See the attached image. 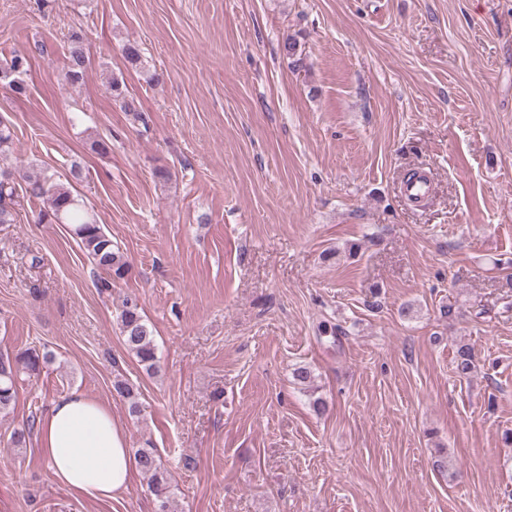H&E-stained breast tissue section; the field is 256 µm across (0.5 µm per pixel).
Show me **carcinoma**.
<instances>
[{"label": "carcinoma", "mask_w": 512, "mask_h": 512, "mask_svg": "<svg viewBox=\"0 0 512 512\" xmlns=\"http://www.w3.org/2000/svg\"><path fill=\"white\" fill-rule=\"evenodd\" d=\"M123 52L129 67L143 69V52L137 44H126ZM27 64V56L21 53H16L9 60L1 62L0 81L7 79L14 92L24 93L25 86L19 75L26 71ZM88 65L89 58L83 49V38L75 32L70 35V47L62 69L63 79L72 84L78 82L83 78ZM123 86V80L113 77L107 86V93L122 103L124 111L132 113L138 120L141 119L140 111L133 102L126 99ZM26 183L29 197L44 202V208L38 212L37 223L69 225L94 267L108 277L104 287L110 288L113 282L125 278L129 272L128 261L118 245L114 244L112 237L98 224L94 212L73 194L70 184L61 182L46 172L33 178L26 177ZM15 193L13 174L0 171L1 225L16 223ZM117 324L126 349L134 355L146 374H158L160 367L152 331L136 301L127 299L122 303ZM53 360L54 355L51 352L36 348L20 349L14 353L0 352V414L6 415L13 411L21 376L35 378ZM474 369L473 348L467 344L458 346L454 357L455 375L460 379H467ZM113 388L119 396L127 400L130 415H138L139 398L133 386L118 380L113 384ZM133 458L136 468L148 479L158 504V512H169L171 485L161 457L153 448H138L134 451Z\"/></svg>", "instance_id": "obj_1"}]
</instances>
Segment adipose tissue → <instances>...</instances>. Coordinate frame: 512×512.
Here are the masks:
<instances>
[{
    "label": "adipose tissue",
    "instance_id": "adipose-tissue-1",
    "mask_svg": "<svg viewBox=\"0 0 512 512\" xmlns=\"http://www.w3.org/2000/svg\"><path fill=\"white\" fill-rule=\"evenodd\" d=\"M37 429L53 475L81 498H110L129 484L128 438L107 405L72 390L51 403Z\"/></svg>",
    "mask_w": 512,
    "mask_h": 512
}]
</instances>
